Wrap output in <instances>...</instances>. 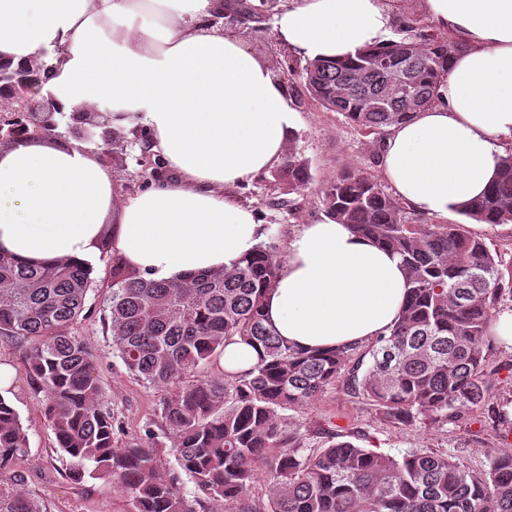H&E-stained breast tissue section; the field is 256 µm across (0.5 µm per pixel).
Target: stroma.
Returning <instances> with one entry per match:
<instances>
[{"instance_id":"obj_1","label":"stroma","mask_w":512,"mask_h":512,"mask_svg":"<svg viewBox=\"0 0 512 512\" xmlns=\"http://www.w3.org/2000/svg\"><path fill=\"white\" fill-rule=\"evenodd\" d=\"M248 44L272 62L276 75L288 89L298 121L287 151L304 158L310 170L308 182L294 192L268 172L253 177L235 191L237 201L251 209L261 224L263 242L274 244L282 257L288 239L301 225L324 217L322 192L339 172L356 166L376 177L380 167L367 139L340 114L323 111L304 93L298 78L303 60L279 40L273 11H266ZM149 138L147 129L139 125L124 145L123 165L115 169L114 175L127 193L140 191L151 182L141 166ZM107 271L106 261L94 266L92 276L98 286L88 292L85 317L75 325L73 334L97 358L105 404L114 416L116 446L133 439L160 443L162 463L176 469L175 456L165 446L161 430L164 389L128 374L121 360L112 355V339L106 326L110 293L101 285ZM28 351V343L0 336V361L9 362L16 370L10 401L29 439L25 454L12 466L14 475L24 489L45 503L47 512H131L128 499L111 484L88 480L77 485L67 478L66 461L56 452L55 436L44 416L45 394L28 369ZM485 381V400L461 419L445 425L428 421L409 432L379 419L361 397L339 384L326 387L313 400L287 410L286 416L317 432L335 430L350 436L356 445L378 452L395 454L407 448L445 451L461 466L482 470L488 468L493 456L512 452V426L499 420L500 413L512 407L511 344L498 342Z\"/></svg>"}]
</instances>
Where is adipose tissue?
Listing matches in <instances>:
<instances>
[{"label":"adipose tissue","mask_w":512,"mask_h":512,"mask_svg":"<svg viewBox=\"0 0 512 512\" xmlns=\"http://www.w3.org/2000/svg\"><path fill=\"white\" fill-rule=\"evenodd\" d=\"M462 45L437 100L390 129L392 192L435 217L482 195L512 145V0H420ZM224 0H0V64L40 57L64 113L109 101L143 125L166 177L124 195L85 145L31 135L0 147V252L26 265L95 262L101 241L145 278L232 268L262 229L233 190L268 171L297 125L270 61L225 32ZM387 0H289L279 39L307 60L348 58L389 38ZM267 323L300 349L387 334L408 284L399 259L323 218L289 240Z\"/></svg>","instance_id":"adipose-tissue-1"}]
</instances>
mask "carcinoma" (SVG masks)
<instances>
[{"label": "carcinoma", "mask_w": 512, "mask_h": 512, "mask_svg": "<svg viewBox=\"0 0 512 512\" xmlns=\"http://www.w3.org/2000/svg\"><path fill=\"white\" fill-rule=\"evenodd\" d=\"M227 20L249 30L261 17L250 0H234ZM398 27L405 37L349 59L308 61L300 73L310 99L378 149L390 127L435 103L460 48L416 17ZM395 65L408 84L387 99ZM275 179L297 190L309 180L307 163L290 155ZM322 204L328 217L397 255L410 283L389 334L367 344L302 352L265 325V295L280 272L271 244H259L228 271L194 272L172 283L146 279L112 256V354L132 376L168 389L160 416L179 467L224 512H512V453L475 472L446 452L389 455L334 434L313 448L302 426L287 427L282 415L346 375L377 415L405 428L427 419L454 423L482 402L496 350L492 325L501 303L512 301V264L467 225L512 223V154L484 195L459 211L458 224L409 223L403 204L357 167L326 187ZM91 273L84 262L26 266L0 253V335L29 344V371L45 393V418L72 482L104 480L130 499L132 512H198V501L159 465L156 445L114 447L96 360L71 335L93 288ZM236 339L260 346L256 365L196 376L218 364ZM357 354L371 358L361 376L355 368L346 373ZM27 447L17 411L0 395V472ZM259 461L270 475L263 505L249 498ZM0 512L44 510L9 478L0 480Z\"/></svg>", "instance_id": "1"}]
</instances>
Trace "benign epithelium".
<instances>
[{
  "label": "benign epithelium",
  "instance_id": "benign-epithelium-1",
  "mask_svg": "<svg viewBox=\"0 0 512 512\" xmlns=\"http://www.w3.org/2000/svg\"><path fill=\"white\" fill-rule=\"evenodd\" d=\"M52 69L36 59L22 62L17 68L0 66V144H11L33 130L47 137L64 136L79 144L100 143L95 128L112 125V110L102 107H77V120H65L55 97L42 94V86L51 78Z\"/></svg>",
  "mask_w": 512,
  "mask_h": 512
}]
</instances>
